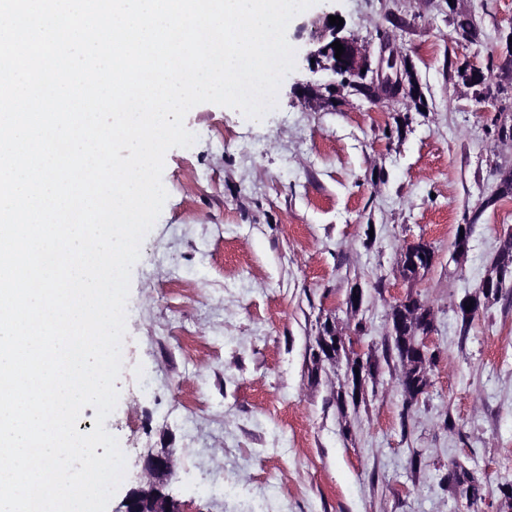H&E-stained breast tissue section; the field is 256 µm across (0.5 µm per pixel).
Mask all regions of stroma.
I'll list each match as a JSON object with an SVG mask.
<instances>
[{
  "instance_id": "stroma-1",
  "label": "stroma",
  "mask_w": 512,
  "mask_h": 512,
  "mask_svg": "<svg viewBox=\"0 0 512 512\" xmlns=\"http://www.w3.org/2000/svg\"><path fill=\"white\" fill-rule=\"evenodd\" d=\"M347 29L378 50L406 49L425 107L348 95L336 110L295 97L303 58L262 120L211 103L189 111L188 148L165 156L163 210L132 268L109 432L126 456L116 509L144 458L177 451L170 492L187 512H463L447 480L480 483L479 512H507L512 482V293L470 323L457 307L512 232V199L487 205L512 168L495 113L460 88L457 64L486 65L512 30V0H461L477 44L451 38L448 0H332ZM463 263L451 259L473 212ZM429 243L418 292L433 308L431 383L413 404L382 363L365 399L339 410L344 364L309 372L322 316L347 319L361 286L364 345L383 353L386 313L407 286L401 247ZM232 485L223 498L221 485Z\"/></svg>"
}]
</instances>
